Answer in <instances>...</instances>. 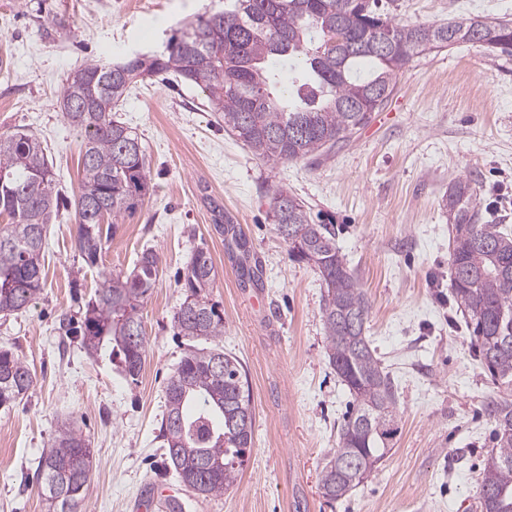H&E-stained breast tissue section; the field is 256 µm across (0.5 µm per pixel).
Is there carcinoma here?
Returning <instances> with one entry per match:
<instances>
[{
  "label": "carcinoma",
  "instance_id": "1",
  "mask_svg": "<svg viewBox=\"0 0 512 512\" xmlns=\"http://www.w3.org/2000/svg\"><path fill=\"white\" fill-rule=\"evenodd\" d=\"M220 14L218 32L214 14L201 15L176 28L163 52L112 65L90 60L61 91L65 120L84 136L74 218L75 248L87 264L97 263L104 237L116 234L119 219L134 213L148 191L144 146L112 115L139 78L172 74L199 87L205 106L258 159L315 163L370 122L414 57L473 42L475 26L492 35L489 47L512 56V21L401 25L381 11L380 0H224ZM476 196L474 183L459 179L445 198L450 293L499 390L487 406L496 446L485 459L479 509L512 512V228L483 223ZM63 203L41 142L0 134V214L11 220L0 228V313L27 307L41 292L45 226ZM272 217L289 256L322 279L329 364L353 398L319 481L325 499L341 500L369 477L400 432L396 388L366 336L368 299L337 247L336 225L282 188L272 198ZM158 267V256L146 250L130 274L105 278L82 321L84 347H108L133 383L146 358L142 307ZM215 281L210 254L196 251L174 323L188 340L215 346L185 352L165 387L159 431L165 461L191 475L204 497L236 483L255 422L246 370L220 347L224 314L208 300ZM32 386L24 361L0 350V406ZM92 466L93 450L75 422L58 423L39 460L47 512H84Z\"/></svg>",
  "mask_w": 512,
  "mask_h": 512
}]
</instances>
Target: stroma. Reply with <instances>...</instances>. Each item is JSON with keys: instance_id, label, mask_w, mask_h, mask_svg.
<instances>
[{"instance_id": "stroma-1", "label": "stroma", "mask_w": 512, "mask_h": 512, "mask_svg": "<svg viewBox=\"0 0 512 512\" xmlns=\"http://www.w3.org/2000/svg\"><path fill=\"white\" fill-rule=\"evenodd\" d=\"M222 7L0 0V134L37 136L59 189L74 196L81 141L59 99L68 77L106 47L116 62L163 50L177 26ZM391 15L403 24L512 19V0H397ZM117 116L146 150L142 205L93 266L74 249L73 209H60L47 227L42 291L25 309L0 313V349L34 376L22 399L0 407V512H46L39 458L69 416L96 455L86 512H137L144 486L180 485L157 434L166 382L188 348L174 327L185 298L178 275L199 248L216 267L208 298L224 315L225 353L246 366L256 419L236 484L218 497L183 487L186 512H476L494 391L448 290L443 198L454 181L472 179L486 219L512 225V57L462 43L415 58L371 123L317 163L255 158L199 88L173 80L132 84ZM280 188L335 224L370 302L366 334L398 391L394 447L337 502L322 497L319 479L351 396L326 356L322 280L289 258L277 234ZM223 216L245 249L229 248ZM146 250L159 257L158 283L143 304L147 357L133 383L89 354L78 329L103 279L130 273ZM245 255L259 265L257 283L239 281Z\"/></svg>"}]
</instances>
